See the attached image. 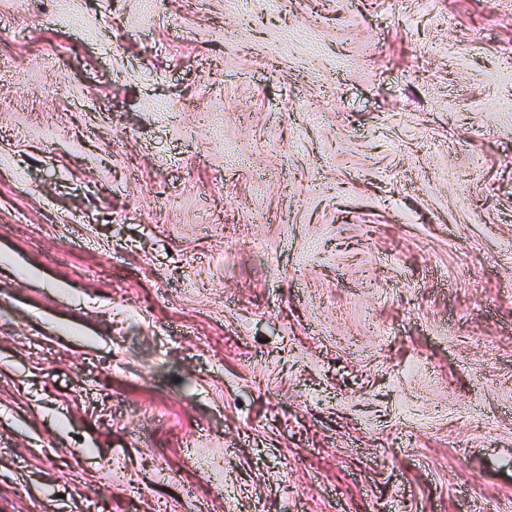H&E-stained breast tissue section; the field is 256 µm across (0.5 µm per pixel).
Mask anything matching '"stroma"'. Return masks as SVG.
Returning <instances> with one entry per match:
<instances>
[{"label": "stroma", "instance_id": "35a3bbf8", "mask_svg": "<svg viewBox=\"0 0 512 512\" xmlns=\"http://www.w3.org/2000/svg\"><path fill=\"white\" fill-rule=\"evenodd\" d=\"M0 512H512V0H0Z\"/></svg>", "mask_w": 512, "mask_h": 512}]
</instances>
